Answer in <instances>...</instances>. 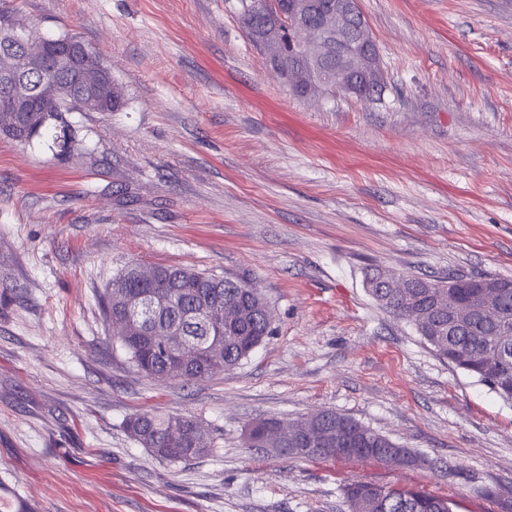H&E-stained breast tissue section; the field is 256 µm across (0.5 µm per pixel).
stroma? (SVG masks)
I'll list each match as a JSON object with an SVG mask.
<instances>
[{
    "mask_svg": "<svg viewBox=\"0 0 512 512\" xmlns=\"http://www.w3.org/2000/svg\"><path fill=\"white\" fill-rule=\"evenodd\" d=\"M381 102L302 99L247 36L240 0H0L36 38L76 37L123 97L29 143L0 136V481L36 512H348L350 481L497 512L512 401L379 307V268L512 278V0H361ZM255 283L273 333L214 380L139 373L101 297L129 262ZM194 416L209 454L170 463L126 431ZM333 409L416 467L279 458L257 419ZM463 475L448 477L446 465Z\"/></svg>",
    "mask_w": 512,
    "mask_h": 512,
    "instance_id": "stroma-1",
    "label": "stroma"
}]
</instances>
